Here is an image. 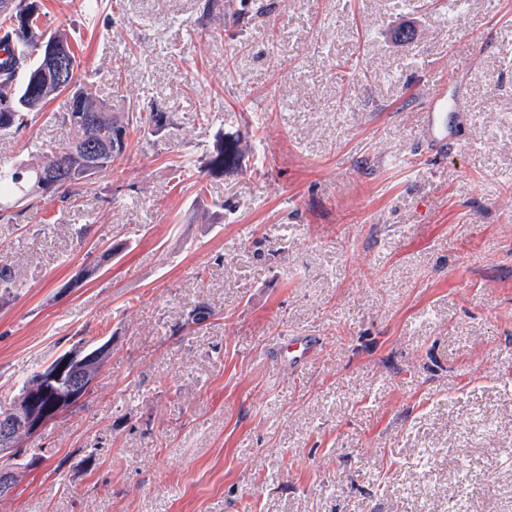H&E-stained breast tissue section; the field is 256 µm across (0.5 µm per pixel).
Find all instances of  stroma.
Returning a JSON list of instances; mask_svg holds the SVG:
<instances>
[{"label": "stroma", "mask_w": 512, "mask_h": 512, "mask_svg": "<svg viewBox=\"0 0 512 512\" xmlns=\"http://www.w3.org/2000/svg\"><path fill=\"white\" fill-rule=\"evenodd\" d=\"M274 2L41 0L89 94L169 122L0 219V398L112 342L0 512H512V0ZM66 102L0 152L38 165ZM264 1L265 0H205L203 12L210 14L213 10L220 11L222 9L224 13L234 16L236 20H239L242 16L244 17L249 13H252L253 16H262L270 13L275 7L272 3L265 4ZM448 108V100L442 94L431 99L427 107V126L429 137L436 142H444L451 137L448 130V122L445 112Z\"/></svg>", "instance_id": "1"}]
</instances>
